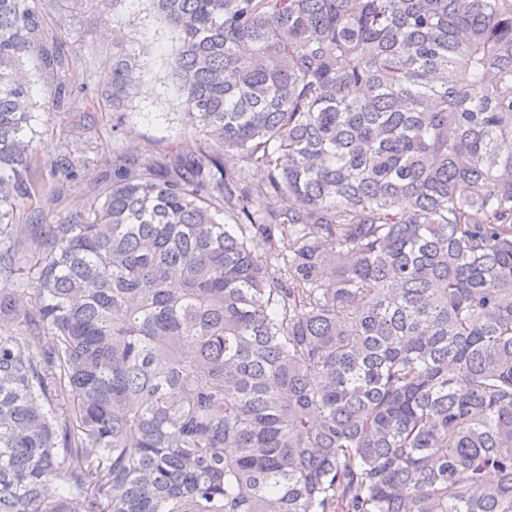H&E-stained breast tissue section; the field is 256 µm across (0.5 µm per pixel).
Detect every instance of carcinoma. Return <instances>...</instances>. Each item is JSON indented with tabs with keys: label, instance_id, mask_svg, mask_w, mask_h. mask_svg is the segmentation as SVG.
I'll list each match as a JSON object with an SVG mask.
<instances>
[{
	"label": "carcinoma",
	"instance_id": "carcinoma-1",
	"mask_svg": "<svg viewBox=\"0 0 512 512\" xmlns=\"http://www.w3.org/2000/svg\"><path fill=\"white\" fill-rule=\"evenodd\" d=\"M53 2L0 0V512H512V0H149L192 136L47 224ZM23 66L28 74L30 82L37 89L38 94L34 98V108L32 110L34 120L32 126L36 131L34 137V146L41 161L48 166L69 155L70 148L62 139L60 133L61 122L65 120L57 114L56 117L49 119L43 107V103L50 94V87L46 84L45 70L43 60L38 53H33L23 61Z\"/></svg>",
	"mask_w": 512,
	"mask_h": 512
}]
</instances>
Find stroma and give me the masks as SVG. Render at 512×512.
Masks as SVG:
<instances>
[{"instance_id": "1", "label": "stroma", "mask_w": 512, "mask_h": 512, "mask_svg": "<svg viewBox=\"0 0 512 512\" xmlns=\"http://www.w3.org/2000/svg\"><path fill=\"white\" fill-rule=\"evenodd\" d=\"M47 23L57 29L60 52L69 62L67 68L59 70L57 80L80 92L85 101V137L98 147L90 156L88 168L81 170L79 181L67 189L57 205L58 210L82 214L110 183L112 148L117 141H133L139 158L145 159L162 156L169 146L189 135L166 64L165 50L172 43V33L154 17L147 0H141L135 14L127 17L125 33L140 49L147 91L116 113L101 95L100 80L112 59V42L104 36L105 29L112 25L111 14L98 10L91 0H56ZM23 66L37 90L32 122L34 146L41 161L51 165L69 152L60 135L62 119L45 114L43 104L50 89L40 54L25 58Z\"/></svg>"}]
</instances>
